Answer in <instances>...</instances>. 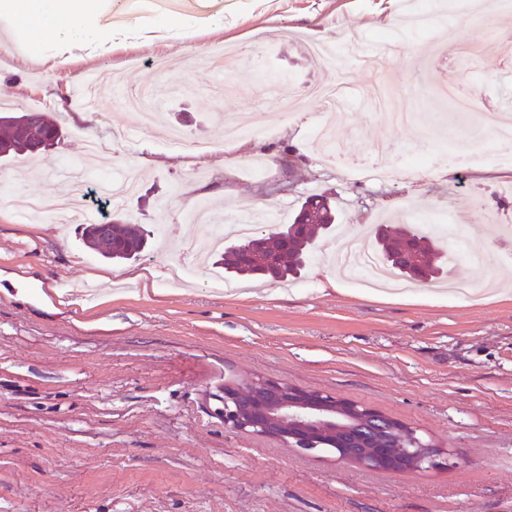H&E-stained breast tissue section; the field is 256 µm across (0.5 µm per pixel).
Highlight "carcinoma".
Listing matches in <instances>:
<instances>
[{
	"label": "carcinoma",
	"instance_id": "cac0c4a2",
	"mask_svg": "<svg viewBox=\"0 0 512 512\" xmlns=\"http://www.w3.org/2000/svg\"><path fill=\"white\" fill-rule=\"evenodd\" d=\"M22 116L38 124L47 134L54 136L58 132L59 125L45 112H24ZM9 119V114L0 115V124L5 131L4 140L13 144L6 156L33 153V150L16 142L14 128L7 123ZM316 201L322 204L324 217L320 223L309 225L302 233L291 223L267 234L246 236L229 243L224 249V273L230 277L261 276L266 269L274 268L279 279L300 274L310 253L316 248L318 235H330L335 230L336 217L326 198L321 195L309 197L304 204ZM130 233L129 225L114 224L108 237L97 239L90 225L82 228L85 242L93 243L94 247L102 249L112 259H130L146 248L151 231L139 226L135 240L126 248L124 244ZM373 245L382 264L404 279L413 278L418 272L423 280L441 283L451 275L448 254L443 252L441 244L412 225H401L392 236L373 238Z\"/></svg>",
	"mask_w": 512,
	"mask_h": 512
}]
</instances>
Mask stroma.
<instances>
[{
  "instance_id": "obj_1",
  "label": "stroma",
  "mask_w": 512,
  "mask_h": 512,
  "mask_svg": "<svg viewBox=\"0 0 512 512\" xmlns=\"http://www.w3.org/2000/svg\"><path fill=\"white\" fill-rule=\"evenodd\" d=\"M414 2L104 0L89 21L96 50L40 35L35 19L0 34V113L38 110L63 130L47 156L0 157V512H512V294L459 298L417 283L389 301L341 281L329 236L300 277L231 289L204 260L210 227L187 219L204 200L219 217L248 201L286 224L322 194L350 236L390 218L460 226L441 239L454 278L512 291V246L495 233L512 226V166L451 159L463 147L498 151L477 115L512 118V17L498 0H428L433 29L364 71L362 46L397 35ZM311 42L329 45L335 63L311 59ZM96 70L114 83L98 111L78 110L81 76ZM376 82L417 119L398 126L363 102ZM313 84L352 97L342 159H324L321 100L281 115L285 90ZM140 86L164 121L111 138L132 120L123 93ZM233 113L252 117L243 150L224 142ZM174 128L203 151H179ZM90 135L104 140L92 177L140 175L120 207L94 184L85 201L93 223L154 229L139 259L102 257L69 217L14 213L13 196L70 193L62 165ZM415 152L429 155L427 168L382 177L384 159ZM175 261L195 272L169 285ZM258 378L409 423L452 449L451 463L367 470L226 428L217 394Z\"/></svg>"
}]
</instances>
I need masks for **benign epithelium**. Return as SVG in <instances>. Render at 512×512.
<instances>
[{
  "instance_id": "benign-epithelium-1",
  "label": "benign epithelium",
  "mask_w": 512,
  "mask_h": 512,
  "mask_svg": "<svg viewBox=\"0 0 512 512\" xmlns=\"http://www.w3.org/2000/svg\"><path fill=\"white\" fill-rule=\"evenodd\" d=\"M15 127L19 141L37 150L47 147L27 119H15ZM221 402L229 429L277 439L303 453L326 451L365 469L439 470L451 457L410 424L365 404L269 379L226 384Z\"/></svg>"
}]
</instances>
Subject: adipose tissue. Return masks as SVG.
<instances>
[{
  "instance_id": "ef3b65f1",
  "label": "adipose tissue",
  "mask_w": 512,
  "mask_h": 512,
  "mask_svg": "<svg viewBox=\"0 0 512 512\" xmlns=\"http://www.w3.org/2000/svg\"><path fill=\"white\" fill-rule=\"evenodd\" d=\"M99 7L98 0H0V15L16 22L36 15L56 38L87 41L95 37L87 22Z\"/></svg>"
}]
</instances>
